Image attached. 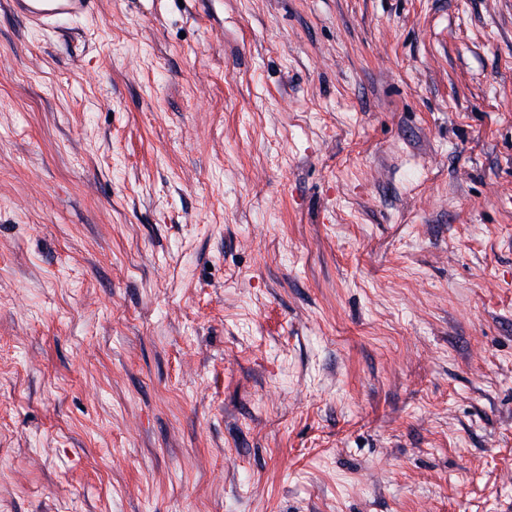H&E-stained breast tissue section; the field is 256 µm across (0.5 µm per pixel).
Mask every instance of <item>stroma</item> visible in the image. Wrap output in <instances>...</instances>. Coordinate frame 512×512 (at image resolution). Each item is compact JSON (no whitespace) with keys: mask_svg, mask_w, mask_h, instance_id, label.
<instances>
[{"mask_svg":"<svg viewBox=\"0 0 512 512\" xmlns=\"http://www.w3.org/2000/svg\"><path fill=\"white\" fill-rule=\"evenodd\" d=\"M0 512H512V0H0ZM95 0H11L14 12L33 22L78 18L90 13Z\"/></svg>","mask_w":512,"mask_h":512,"instance_id":"35a3bbf8","label":"stroma"}]
</instances>
